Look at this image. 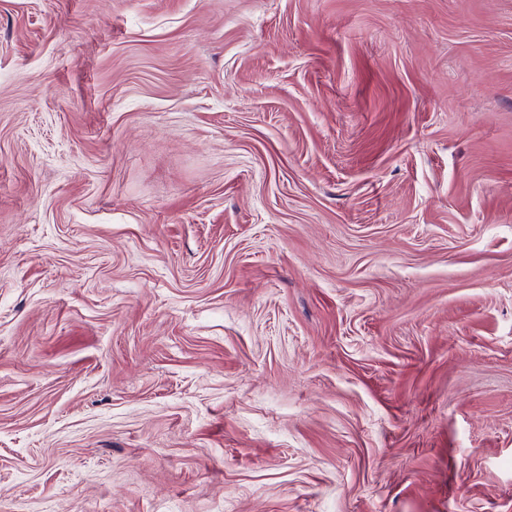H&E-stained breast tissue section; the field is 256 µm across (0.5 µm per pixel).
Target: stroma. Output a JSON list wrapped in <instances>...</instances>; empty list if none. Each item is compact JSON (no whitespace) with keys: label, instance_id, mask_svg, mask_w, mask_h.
<instances>
[{"label":"stroma","instance_id":"obj_1","mask_svg":"<svg viewBox=\"0 0 512 512\" xmlns=\"http://www.w3.org/2000/svg\"><path fill=\"white\" fill-rule=\"evenodd\" d=\"M0 512H512V0H0Z\"/></svg>","mask_w":512,"mask_h":512}]
</instances>
